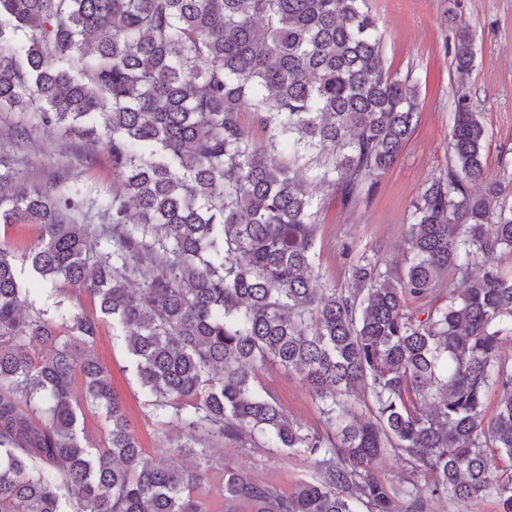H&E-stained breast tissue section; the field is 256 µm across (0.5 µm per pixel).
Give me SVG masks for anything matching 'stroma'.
I'll list each match as a JSON object with an SVG mask.
<instances>
[{
	"label": "stroma",
	"mask_w": 512,
	"mask_h": 512,
	"mask_svg": "<svg viewBox=\"0 0 512 512\" xmlns=\"http://www.w3.org/2000/svg\"><path fill=\"white\" fill-rule=\"evenodd\" d=\"M384 35V61L396 78H411L417 88L421 120L396 165L382 174L374 194L348 207L316 185L309 194L321 204V229L315 265L323 280L349 284L352 255L380 249L389 263L402 260L403 236L412 222L413 205L429 179L448 166L453 95L457 74L449 52L456 25L473 33L474 68L468 80L470 103L485 129L484 166L488 179L512 194V0H367ZM33 181L42 182L55 165L72 160L69 139L37 131L23 151ZM71 187L87 197L111 196L112 165L107 153L75 169ZM97 355L111 372L133 429L147 454L159 450L161 429L144 406V396L130 366L122 337L111 324L100 327ZM290 420L308 430L323 429L317 403L298 373L276 367L260 376ZM225 465L287 493L315 478L313 466L296 457L250 444L225 442L214 451Z\"/></svg>",
	"instance_id": "stroma-1"
}]
</instances>
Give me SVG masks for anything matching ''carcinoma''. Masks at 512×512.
I'll return each mask as SVG.
<instances>
[{"label": "carcinoma", "instance_id": "carcinoma-1", "mask_svg": "<svg viewBox=\"0 0 512 512\" xmlns=\"http://www.w3.org/2000/svg\"><path fill=\"white\" fill-rule=\"evenodd\" d=\"M452 64L474 67L466 25ZM0 111L18 114L0 150V224L38 228L26 262L60 296L37 306L0 244V512H206L216 473L222 512H427L430 497L512 512V476L491 460H512V275L499 266L512 207L486 230L502 187L465 88L405 265L374 249L351 262L352 288L315 287L320 206L298 166L356 204L421 119L363 0H0ZM30 117L85 164L107 152L119 191L74 194L66 167L32 183L17 156ZM444 273L465 288L440 299ZM102 321L125 336L150 414L174 426L154 456L97 358ZM269 365L302 376L324 432L288 418L259 380ZM257 438L318 477L283 494L210 454ZM386 454L408 456L427 495L378 481Z\"/></svg>", "mask_w": 512, "mask_h": 512}]
</instances>
